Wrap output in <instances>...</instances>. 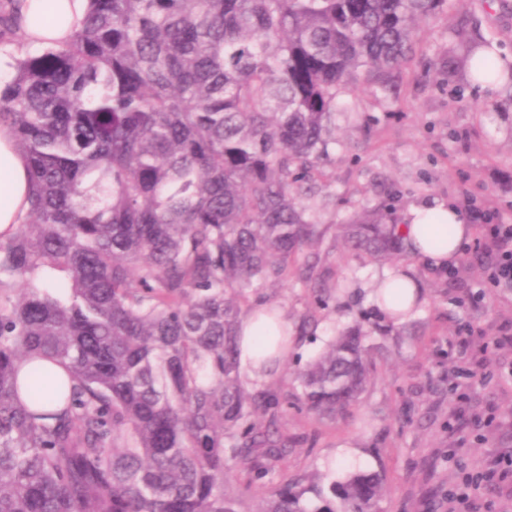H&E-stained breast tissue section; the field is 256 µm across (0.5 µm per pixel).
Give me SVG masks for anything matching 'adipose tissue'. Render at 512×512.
Listing matches in <instances>:
<instances>
[{
	"label": "adipose tissue",
	"instance_id": "1",
	"mask_svg": "<svg viewBox=\"0 0 512 512\" xmlns=\"http://www.w3.org/2000/svg\"><path fill=\"white\" fill-rule=\"evenodd\" d=\"M45 0H19L17 5L21 48L53 46L70 38L82 25L88 0H52L60 17L59 23L41 24ZM30 173L27 161L15 147L9 131L0 129V232L20 224L26 213V195ZM454 225L456 233L444 247H430L427 241L429 227ZM400 231L411 244L415 257L431 267L440 269L457 259L467 228L460 211L453 206L426 205L411 210L404 218ZM285 315L269 319L260 312H252L240 322L239 363L249 379L262 380L277 370L283 356L275 347V340L287 328Z\"/></svg>",
	"mask_w": 512,
	"mask_h": 512
}]
</instances>
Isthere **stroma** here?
Instances as JSON below:
<instances>
[{
    "instance_id": "obj_1",
    "label": "stroma",
    "mask_w": 512,
    "mask_h": 512,
    "mask_svg": "<svg viewBox=\"0 0 512 512\" xmlns=\"http://www.w3.org/2000/svg\"><path fill=\"white\" fill-rule=\"evenodd\" d=\"M462 26L495 33L512 56V0H450L447 14L418 24L416 63L394 87L344 97L324 162L331 182L308 204L325 230L321 279L355 285L324 309L300 286L261 290L291 329L318 318L314 335L295 337L274 384L298 392L297 369L373 309L370 292L386 266L348 257L341 230L362 204L390 195L401 217L421 203L452 204L469 228L461 258L446 271L404 261L422 291L408 336L377 338L374 378L336 419L289 407L278 423L293 440L288 457L252 486L229 477L242 512H257L271 487L297 480L324 490L356 467L383 470L381 512H448L466 475L512 455V287L492 284L496 250L481 241L483 225L512 224V105L449 77L442 60Z\"/></svg>"
}]
</instances>
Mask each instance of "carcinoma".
<instances>
[{"label":"carcinoma","mask_w":512,"mask_h":512,"mask_svg":"<svg viewBox=\"0 0 512 512\" xmlns=\"http://www.w3.org/2000/svg\"><path fill=\"white\" fill-rule=\"evenodd\" d=\"M65 43L17 60L0 128L26 157L23 223L0 234V512H238L247 480L288 456V396L245 386L249 290L297 279L321 238L301 205L338 98L411 69L416 24L448 0H90ZM496 36L461 30L448 74L502 85ZM392 204L341 225L371 261L413 256ZM65 274L63 290L52 284ZM395 319L402 294L378 290ZM373 331L342 329L296 372L334 417L365 391ZM64 369L50 378L44 363ZM381 472L316 500L274 486L261 512H379Z\"/></svg>","instance_id":"carcinoma-1"}]
</instances>
